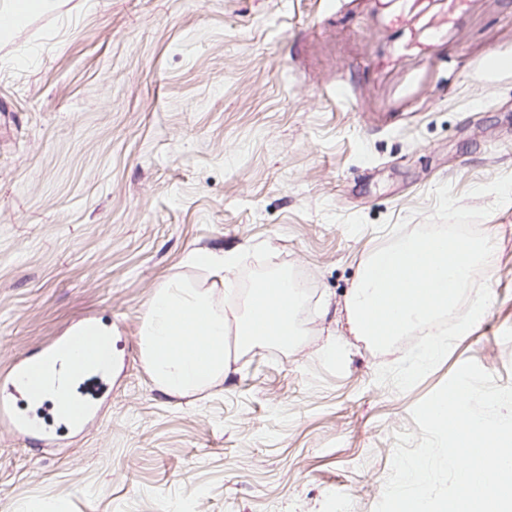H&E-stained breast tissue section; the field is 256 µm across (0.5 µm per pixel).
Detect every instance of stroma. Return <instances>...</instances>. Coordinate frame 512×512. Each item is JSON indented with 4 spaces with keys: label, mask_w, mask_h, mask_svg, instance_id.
<instances>
[{
    "label": "stroma",
    "mask_w": 512,
    "mask_h": 512,
    "mask_svg": "<svg viewBox=\"0 0 512 512\" xmlns=\"http://www.w3.org/2000/svg\"><path fill=\"white\" fill-rule=\"evenodd\" d=\"M512 174V0H51L0 31V373L85 318L112 330L95 416L36 446L0 426V512H374L395 432L464 362L512 385V204L492 302L412 389L345 297L447 182ZM268 245L311 287L309 337L161 392L139 348L189 252ZM336 354L323 355L328 333Z\"/></svg>",
    "instance_id": "1"
}]
</instances>
